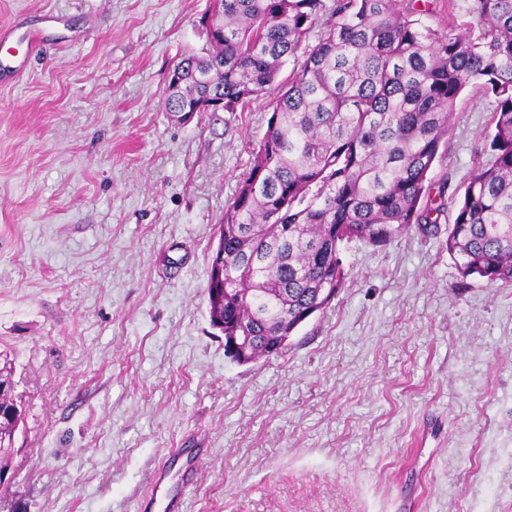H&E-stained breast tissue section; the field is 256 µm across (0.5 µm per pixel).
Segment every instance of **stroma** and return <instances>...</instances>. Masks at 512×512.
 I'll use <instances>...</instances> for the list:
<instances>
[{
    "instance_id": "1",
    "label": "stroma",
    "mask_w": 512,
    "mask_h": 512,
    "mask_svg": "<svg viewBox=\"0 0 512 512\" xmlns=\"http://www.w3.org/2000/svg\"><path fill=\"white\" fill-rule=\"evenodd\" d=\"M208 5L0 0L27 58L0 82V353L22 408L0 512H145L179 448L202 458L184 512H512V285L461 278L447 218L348 243L282 355L227 357L215 230L274 100L168 111ZM494 108L461 96L433 180L467 181Z\"/></svg>"
}]
</instances>
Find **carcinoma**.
I'll list each match as a JSON object with an SVG mask.
<instances>
[{
	"instance_id": "1",
	"label": "carcinoma",
	"mask_w": 512,
	"mask_h": 512,
	"mask_svg": "<svg viewBox=\"0 0 512 512\" xmlns=\"http://www.w3.org/2000/svg\"><path fill=\"white\" fill-rule=\"evenodd\" d=\"M468 2L459 22L448 0V25L435 29L416 0H211L212 37L174 64L166 104L182 112L211 96L235 112L277 88L219 225L224 286L207 285L211 325L251 337L253 359L333 299L346 244L439 223L430 174L469 87L493 96L494 133L489 159L451 195L448 254L464 279L512 284V0Z\"/></svg>"
}]
</instances>
